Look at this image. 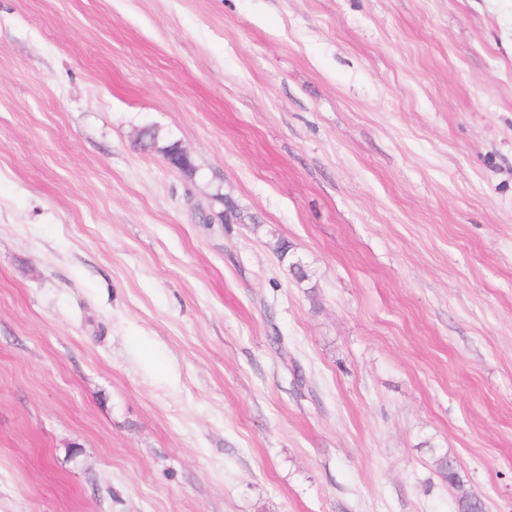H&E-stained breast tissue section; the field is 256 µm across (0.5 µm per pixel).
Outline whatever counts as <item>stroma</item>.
Listing matches in <instances>:
<instances>
[{
  "mask_svg": "<svg viewBox=\"0 0 512 512\" xmlns=\"http://www.w3.org/2000/svg\"><path fill=\"white\" fill-rule=\"evenodd\" d=\"M465 493L512 512V0H0V512Z\"/></svg>",
  "mask_w": 512,
  "mask_h": 512,
  "instance_id": "obj_1",
  "label": "stroma"
}]
</instances>
